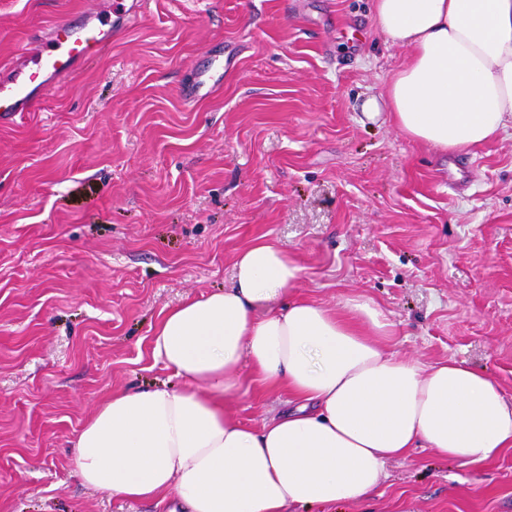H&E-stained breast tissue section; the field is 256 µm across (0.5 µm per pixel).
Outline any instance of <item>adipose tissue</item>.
Segmentation results:
<instances>
[{"mask_svg":"<svg viewBox=\"0 0 512 512\" xmlns=\"http://www.w3.org/2000/svg\"><path fill=\"white\" fill-rule=\"evenodd\" d=\"M374 18L409 51L385 90L394 126L447 152L512 138V0H375ZM301 274L258 239L231 287L163 312L153 354L185 386L103 401L73 445L80 483L166 512H288L369 499L420 446L467 465L512 447V400L492 377L387 353L392 324L369 299L287 302ZM246 365L289 396L258 430L224 406Z\"/></svg>","mask_w":512,"mask_h":512,"instance_id":"ef3b65f1","label":"adipose tissue"}]
</instances>
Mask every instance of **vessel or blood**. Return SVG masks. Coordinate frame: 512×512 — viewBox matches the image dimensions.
I'll list each match as a JSON object with an SVG mask.
<instances>
[{
    "label": "vessel or blood",
    "mask_w": 512,
    "mask_h": 512,
    "mask_svg": "<svg viewBox=\"0 0 512 512\" xmlns=\"http://www.w3.org/2000/svg\"><path fill=\"white\" fill-rule=\"evenodd\" d=\"M146 0H114L111 20L84 12L55 21L44 33L34 35L30 46L14 61L9 73L0 77V120L21 112L35 111L42 98L91 55L111 43L114 36L132 26L142 14ZM232 60L198 73L182 86L185 103L193 105L210 97L233 68Z\"/></svg>",
    "instance_id": "obj_1"
}]
</instances>
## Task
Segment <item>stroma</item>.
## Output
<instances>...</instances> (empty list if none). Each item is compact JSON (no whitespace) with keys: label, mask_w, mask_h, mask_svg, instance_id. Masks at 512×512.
Here are the masks:
<instances>
[{"label":"stroma","mask_w":512,"mask_h":512,"mask_svg":"<svg viewBox=\"0 0 512 512\" xmlns=\"http://www.w3.org/2000/svg\"><path fill=\"white\" fill-rule=\"evenodd\" d=\"M88 0H0V70ZM374 0H148L43 98L0 121V512H157L85 488L72 446L112 391L181 381L152 352L161 311L230 286L257 238L302 267L293 297L372 299L390 353L456 359L512 397V139L443 152L392 125L407 60ZM236 52L194 109L180 88ZM288 395L226 408L260 428ZM294 512H512V449L464 465L416 448L363 503Z\"/></svg>","instance_id":"obj_1"}]
</instances>
